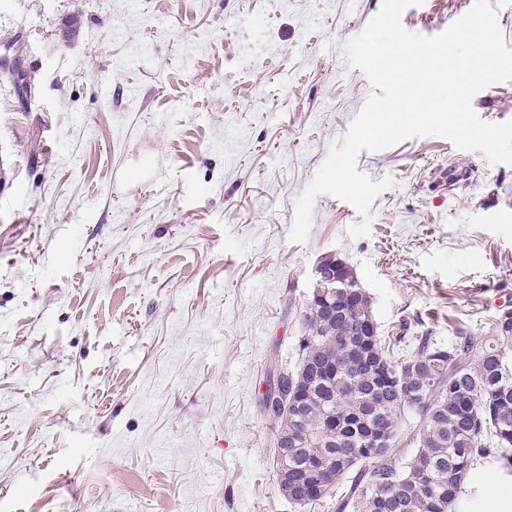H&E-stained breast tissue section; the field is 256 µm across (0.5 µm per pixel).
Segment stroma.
Returning a JSON list of instances; mask_svg holds the SVG:
<instances>
[{
    "label": "stroma",
    "mask_w": 512,
    "mask_h": 512,
    "mask_svg": "<svg viewBox=\"0 0 512 512\" xmlns=\"http://www.w3.org/2000/svg\"><path fill=\"white\" fill-rule=\"evenodd\" d=\"M474 0H422L433 37ZM383 0H0V512H301L261 411L322 257L384 336L487 337L512 309V165L439 135L355 157L368 215L298 199L375 88L348 59ZM78 38L64 35L71 20ZM512 121V81L471 99ZM368 231L352 235L351 226ZM463 494L501 512L512 476ZM9 42L10 43L5 46V49L9 51L12 50L13 54L16 56V65L13 72L17 77L14 80V88L19 100L24 102L27 101L28 98L30 99L32 97L34 82L32 76L23 67L22 58L19 54L20 47L18 46V36H15Z\"/></svg>",
    "instance_id": "35a3bbf8"
}]
</instances>
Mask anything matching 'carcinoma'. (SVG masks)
Segmentation results:
<instances>
[{"mask_svg": "<svg viewBox=\"0 0 512 512\" xmlns=\"http://www.w3.org/2000/svg\"><path fill=\"white\" fill-rule=\"evenodd\" d=\"M19 39L5 49L16 55L15 92L32 97L34 82L23 67ZM346 287L327 302L304 310L299 361L280 376L275 405V473L288 500L301 507L331 501L334 512H385L391 496L400 512H456L477 464L493 456L512 467V317L497 316L495 336L461 333L448 345L425 335L407 355L403 336L355 335L363 322H375L370 297L346 268ZM428 360L432 371L402 389L392 378L413 359ZM422 420L419 447L400 463L388 446L372 439L397 437L405 413ZM321 460L335 476L322 494H312L309 464Z\"/></svg>", "mask_w": 512, "mask_h": 512, "instance_id": "cac0c4a2", "label": "carcinoma"}]
</instances>
